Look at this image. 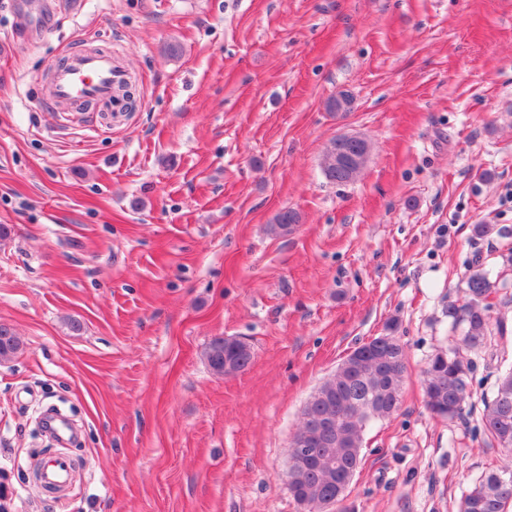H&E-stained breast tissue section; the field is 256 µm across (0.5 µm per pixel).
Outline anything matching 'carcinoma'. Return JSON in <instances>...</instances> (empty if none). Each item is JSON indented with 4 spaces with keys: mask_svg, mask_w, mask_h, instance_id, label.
Segmentation results:
<instances>
[{
    "mask_svg": "<svg viewBox=\"0 0 512 512\" xmlns=\"http://www.w3.org/2000/svg\"><path fill=\"white\" fill-rule=\"evenodd\" d=\"M347 143L330 140L322 158V171L333 184L354 181L364 169L362 159L352 169L336 168V153ZM300 221L292 209L279 211L270 232L286 236ZM492 283L476 270L467 279L469 299L460 306L448 305L453 326L464 327L456 346L448 353L436 354L425 374L428 409L452 420L460 416L471 399L469 373L472 361L461 356L486 343L490 332ZM21 349L13 330L0 325V362L11 360ZM206 361L218 375L236 374L252 362V350L213 340ZM406 351L393 335L377 336L365 344V352L347 356L306 403L290 448L299 461L286 471L288 492L305 512H334L361 465L364 430L368 422L393 415L400 406L406 372ZM484 432L504 448H512V369L499 377L481 417ZM512 468L489 469L465 492L459 512H508L512 505Z\"/></svg>",
    "mask_w": 512,
    "mask_h": 512,
    "instance_id": "cac0c4a2",
    "label": "carcinoma"
}]
</instances>
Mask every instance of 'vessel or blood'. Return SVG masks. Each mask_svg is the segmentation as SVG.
I'll return each instance as SVG.
<instances>
[{"instance_id": "b4317fda", "label": "vessel or blood", "mask_w": 512, "mask_h": 512, "mask_svg": "<svg viewBox=\"0 0 512 512\" xmlns=\"http://www.w3.org/2000/svg\"><path fill=\"white\" fill-rule=\"evenodd\" d=\"M52 72L49 102L68 112H84L91 103L112 104L118 91L129 82L127 72L115 65L108 50H71L62 63L53 66ZM71 473L72 461L64 454L54 456L43 466L44 480L51 484L69 483Z\"/></svg>"}]
</instances>
